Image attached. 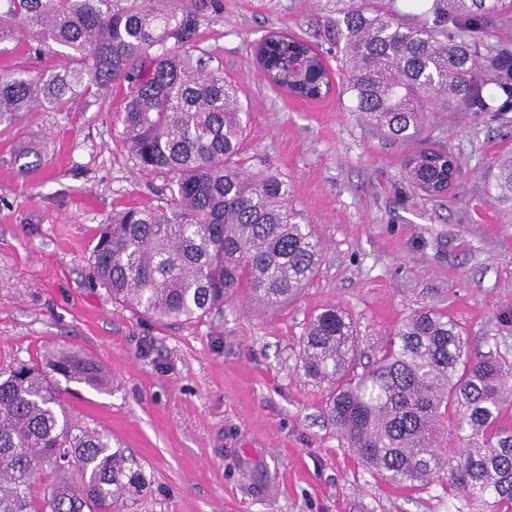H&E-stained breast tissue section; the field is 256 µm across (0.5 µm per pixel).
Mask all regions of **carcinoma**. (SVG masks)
Listing matches in <instances>:
<instances>
[{
	"mask_svg": "<svg viewBox=\"0 0 512 512\" xmlns=\"http://www.w3.org/2000/svg\"><path fill=\"white\" fill-rule=\"evenodd\" d=\"M316 24L336 46L342 93L382 138L418 147L402 161L408 183L442 196L460 172L423 136L426 114L463 109L508 122L512 112V0H315ZM220 0H0V38L38 37L35 66L0 75V128L115 80L131 84L123 135L135 162L170 178L157 207L112 218L91 255L112 300L158 321L224 314L244 295L267 311L297 298L325 261L288 182L241 168L245 90L207 69L184 42ZM316 63L283 67L290 46ZM260 70L292 96L315 101L330 83L304 38L270 30ZM512 216V150L486 180ZM359 324L339 306L311 316L301 338L303 375L325 392L347 447L402 487L438 482L475 512L512 503V360L473 351L466 328L415 310L361 363ZM109 392L104 368L78 351L0 366V512H116L147 485L112 435L72 417L75 387ZM54 481L34 492L45 470Z\"/></svg>",
	"mask_w": 512,
	"mask_h": 512,
	"instance_id": "cac0c4a2",
	"label": "carcinoma"
}]
</instances>
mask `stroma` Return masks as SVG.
Wrapping results in <instances>:
<instances>
[{
  "label": "stroma",
  "instance_id": "1",
  "mask_svg": "<svg viewBox=\"0 0 512 512\" xmlns=\"http://www.w3.org/2000/svg\"><path fill=\"white\" fill-rule=\"evenodd\" d=\"M270 29L315 40L313 0H224L184 47L245 87L239 162L287 180L326 248L315 279L275 312L240 296L223 316L168 323L94 286L88 258L113 213L167 193L124 143L129 89L115 81L0 131V366L58 346L103 365L111 393L84 388L68 404L142 466L148 485L125 512H460L440 486L399 488L346 448L299 342L328 304L360 323L367 350L432 308L459 319L473 348L512 357V221L485 194L512 122L428 113L426 136L461 172L447 195L426 196L403 176L405 147L338 89L308 102L268 83L254 46ZM30 142L38 155L20 157Z\"/></svg>",
  "mask_w": 512,
  "mask_h": 512
}]
</instances>
